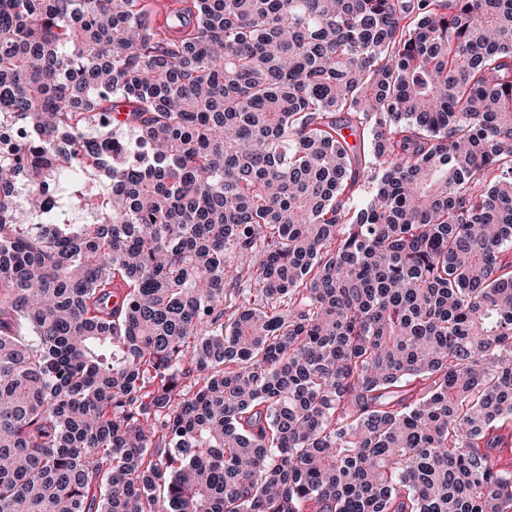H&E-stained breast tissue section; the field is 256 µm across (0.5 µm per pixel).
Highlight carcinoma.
<instances>
[{"label": "carcinoma", "mask_w": 512, "mask_h": 512, "mask_svg": "<svg viewBox=\"0 0 512 512\" xmlns=\"http://www.w3.org/2000/svg\"><path fill=\"white\" fill-rule=\"evenodd\" d=\"M6 127L0 512H512V0H0Z\"/></svg>", "instance_id": "cac0c4a2"}]
</instances>
